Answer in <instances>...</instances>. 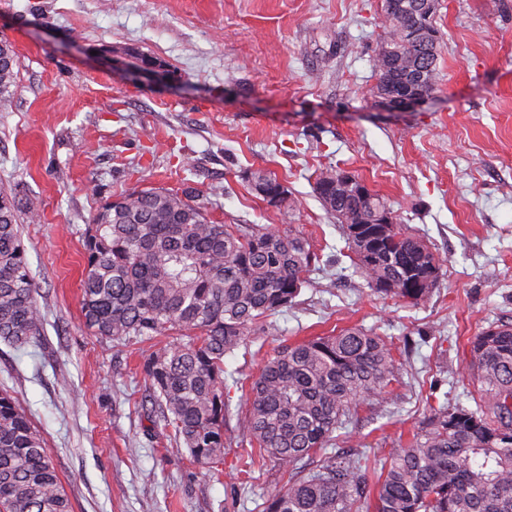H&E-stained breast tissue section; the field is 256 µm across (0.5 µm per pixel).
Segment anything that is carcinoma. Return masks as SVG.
<instances>
[{
  "instance_id": "1",
  "label": "carcinoma",
  "mask_w": 512,
  "mask_h": 512,
  "mask_svg": "<svg viewBox=\"0 0 512 512\" xmlns=\"http://www.w3.org/2000/svg\"><path fill=\"white\" fill-rule=\"evenodd\" d=\"M384 35L373 69L377 87L426 69L417 88L438 81L435 18L392 10L384 0ZM18 76L11 42L0 39V109ZM359 175L327 168L314 191L341 223L353 267L378 296L421 301L436 288L441 263L404 231L376 193L359 191ZM251 186L270 205L284 186L264 170ZM390 224H369L375 212ZM317 255L302 231L282 234L251 225L215 224L192 187L134 189L103 204L85 241L81 312L92 333L116 344L159 336L180 339L142 354L157 417L177 448L199 464L224 461V358L252 336L275 329V314L295 303ZM21 231L19 201L0 191V341L24 346L43 334ZM474 409L440 412L433 427L368 462L333 434L364 405L383 401L397 380L391 344L351 327L283 344L251 384L238 417L240 442L279 462L284 486L262 512H512V323L498 321L470 342ZM320 454L319 463L304 461ZM0 512H71L39 432L16 398L0 392Z\"/></svg>"
}]
</instances>
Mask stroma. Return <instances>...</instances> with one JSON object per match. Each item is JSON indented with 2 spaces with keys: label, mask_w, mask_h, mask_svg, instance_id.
Segmentation results:
<instances>
[{
  "label": "stroma",
  "mask_w": 512,
  "mask_h": 512,
  "mask_svg": "<svg viewBox=\"0 0 512 512\" xmlns=\"http://www.w3.org/2000/svg\"><path fill=\"white\" fill-rule=\"evenodd\" d=\"M382 19L383 0H0V38L20 60L0 189L39 214L22 231L44 318L34 343H0V389L42 435L72 512H257L286 479L271 458L239 477L248 447L233 419L223 463L177 450L151 419L142 344L86 328L85 233L128 189L193 187L215 223L296 228L320 258L261 356L225 357L232 408L264 356L353 326L391 341L399 381L337 447L377 458L425 430L431 407H472L469 341L512 320V0H439L438 87L412 112L372 93ZM129 48L170 79L125 78L112 56ZM328 167L359 174L439 257L428 299L373 295L339 259L341 226L313 191ZM257 169L289 205L256 195Z\"/></svg>",
  "instance_id": "stroma-1"
}]
</instances>
